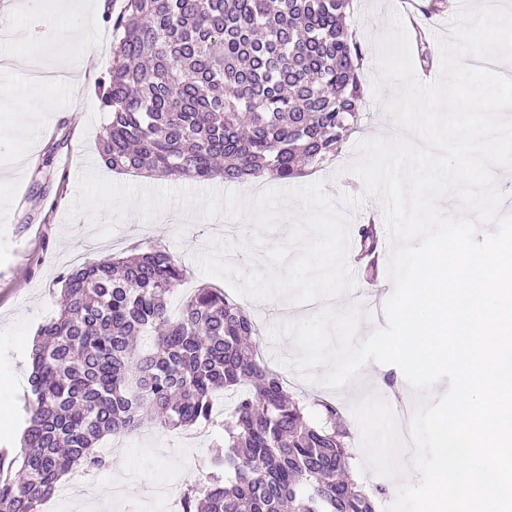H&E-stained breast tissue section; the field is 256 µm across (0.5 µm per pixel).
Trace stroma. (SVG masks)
Listing matches in <instances>:
<instances>
[{"instance_id":"stroma-1","label":"stroma","mask_w":512,"mask_h":512,"mask_svg":"<svg viewBox=\"0 0 512 512\" xmlns=\"http://www.w3.org/2000/svg\"><path fill=\"white\" fill-rule=\"evenodd\" d=\"M474 0H450L449 8L437 16L425 31L429 51L428 62H415V73L421 82L438 79L442 51L440 38L450 29V22ZM399 0H353L347 22L361 43L365 55L363 116L343 144L335 159L312 173L282 182L264 178L255 182L225 183L216 178L197 183L181 177H158L159 188L183 189L193 193L204 190L241 193L246 199L256 198L267 189L292 190L311 182H323L333 200L342 195L364 196L360 208L343 207L346 217H374L379 228L387 220L382 202L365 197L362 179L350 166L359 158L358 142L369 140L395 124L385 107L397 89L385 84L375 89L378 40L387 32L391 14L399 12ZM84 37L94 50L93 71L86 75L78 91H71L67 81L45 84L44 100L33 110L0 109V448L15 453L25 425L24 406L27 397V375L31 370L29 353L37 326L57 313L61 285L59 275L72 266L73 257L90 264L101 260L108 251L129 254L132 247L160 244L186 264L188 274L170 298L181 303L194 288L208 285L223 289L228 296L238 297L240 304L255 320L260 331L262 356L271 368L291 372L288 346L292 339L282 334L283 324L275 312L247 297L237 296L228 282L202 275L195 258L210 251L214 244H238L250 232V225L228 219L226 227L214 224L200 207L178 212L162 209L153 219L132 213L118 221L111 235L101 238L88 214L69 218V208L77 195L79 176L85 164L95 172L121 184L143 185L140 176L119 174L97 162L98 136L106 115L99 108L96 84L112 63V34L108 23L101 22ZM381 376L404 393V401L415 404L417 397L399 367L368 364L359 377L338 390L319 382L297 381V393L323 396L340 407L349 433L348 444L358 447L361 429L353 413L356 401L368 393L370 377ZM125 447L116 448L111 438H104L97 451L111 459L110 468L83 473L75 470L86 487L77 499L57 498L56 512H98L97 501L111 497L112 486L124 484L122 498L113 499L112 512H160L157 483L166 481L183 485L193 482L200 465L222 453L224 432L208 431L200 442L185 443L180 436L160 430L143 434L132 432L124 437Z\"/></svg>"}]
</instances>
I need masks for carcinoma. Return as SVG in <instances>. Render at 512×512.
Instances as JSON below:
<instances>
[{
	"label": "carcinoma",
	"mask_w": 512,
	"mask_h": 512,
	"mask_svg": "<svg viewBox=\"0 0 512 512\" xmlns=\"http://www.w3.org/2000/svg\"><path fill=\"white\" fill-rule=\"evenodd\" d=\"M350 0H125L112 21V66L98 81L114 171L288 181L336 156L358 125L364 55L345 25ZM379 232L360 228L373 259ZM187 269L150 246L59 278L56 318L40 324L21 450L0 466V512H40L63 476L112 461L95 445L146 422L172 432L224 427L183 512H379L376 493L344 479L352 449L339 409L303 399L258 356L257 329L220 288H198L171 314ZM237 395L215 422L214 394Z\"/></svg>",
	"instance_id": "1"
}]
</instances>
